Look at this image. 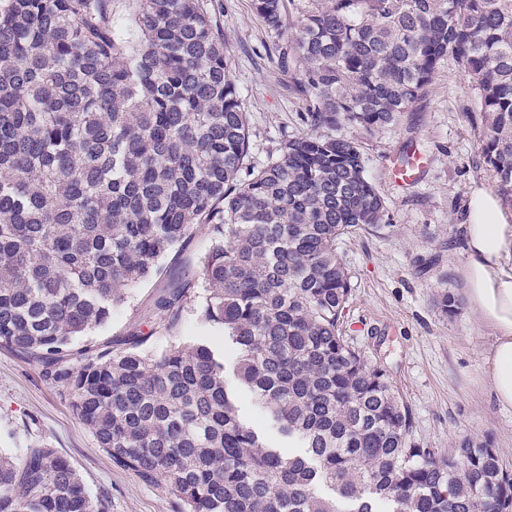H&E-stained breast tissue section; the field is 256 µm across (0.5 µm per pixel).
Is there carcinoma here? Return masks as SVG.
<instances>
[{"instance_id": "cac0c4a2", "label": "carcinoma", "mask_w": 512, "mask_h": 512, "mask_svg": "<svg viewBox=\"0 0 512 512\" xmlns=\"http://www.w3.org/2000/svg\"><path fill=\"white\" fill-rule=\"evenodd\" d=\"M293 29L306 132L250 161L248 113L207 0H0V347L44 368L114 465L176 512H512L495 448L444 459L409 439L386 370L344 336L339 238L390 221L360 136L397 124L452 60L470 77L479 157L512 210V0H253ZM191 276L162 265L198 227ZM148 332L82 341L148 279ZM237 386L296 440L239 415ZM172 344L146 346L158 333ZM0 512H109L54 448L0 455ZM177 335L182 336L184 341L194 340L198 336H206L217 349L224 352V361L227 363V367L235 360L234 351L228 344V339H225L224 331L218 327L201 325L191 314L184 315Z\"/></svg>"}]
</instances>
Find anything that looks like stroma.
Returning a JSON list of instances; mask_svg holds the SVG:
<instances>
[{
  "label": "stroma",
  "instance_id": "35a3bbf8",
  "mask_svg": "<svg viewBox=\"0 0 512 512\" xmlns=\"http://www.w3.org/2000/svg\"><path fill=\"white\" fill-rule=\"evenodd\" d=\"M211 17L224 37L227 74L249 117L251 161L262 164L304 129L298 67L283 58L286 35L269 31L251 0H211ZM468 83L464 69L443 64L396 126L364 139L369 174L390 224L337 243L354 285L345 322L352 343L386 369L407 404L413 443L443 457L468 438L496 448L512 473V407L498 405L484 374L493 330L476 319L462 289L461 226L469 193L493 186L479 160L476 100ZM410 139L429 163L416 186L401 190L391 180L390 164ZM160 290L154 281L132 288L96 337L119 340L158 320L153 301ZM444 293L458 300V314L442 312ZM43 444L72 463L91 497L108 499L110 512H174L164 488L112 463L37 363L0 348V452L17 457Z\"/></svg>",
  "mask_w": 512,
  "mask_h": 512
}]
</instances>
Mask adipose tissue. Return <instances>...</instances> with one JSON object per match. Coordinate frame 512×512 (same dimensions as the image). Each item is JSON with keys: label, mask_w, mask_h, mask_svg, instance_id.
<instances>
[{"label": "adipose tissue", "mask_w": 512, "mask_h": 512, "mask_svg": "<svg viewBox=\"0 0 512 512\" xmlns=\"http://www.w3.org/2000/svg\"><path fill=\"white\" fill-rule=\"evenodd\" d=\"M465 293L473 313L493 331L485 375L496 401L512 406V226L506 224L498 197L472 188L463 226Z\"/></svg>", "instance_id": "adipose-tissue-1"}]
</instances>
